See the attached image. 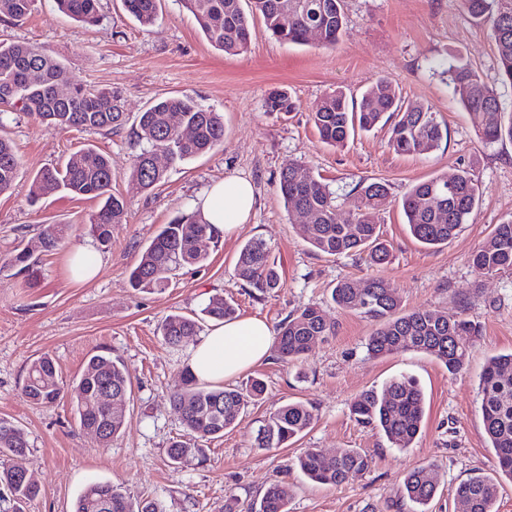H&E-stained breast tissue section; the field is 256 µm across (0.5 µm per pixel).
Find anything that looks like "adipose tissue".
<instances>
[{"mask_svg":"<svg viewBox=\"0 0 512 512\" xmlns=\"http://www.w3.org/2000/svg\"><path fill=\"white\" fill-rule=\"evenodd\" d=\"M255 205L252 183L237 176L213 184L197 211L202 221L224 234L247 222ZM273 329L259 318H237L217 323L191 348L186 364L202 382L219 384L236 377L270 356Z\"/></svg>","mask_w":512,"mask_h":512,"instance_id":"adipose-tissue-1","label":"adipose tissue"}]
</instances>
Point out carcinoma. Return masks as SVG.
Segmentation results:
<instances>
[{"mask_svg": "<svg viewBox=\"0 0 512 512\" xmlns=\"http://www.w3.org/2000/svg\"><path fill=\"white\" fill-rule=\"evenodd\" d=\"M194 17L206 39L227 55L248 48L250 20L260 17L276 38L305 45L309 34L334 46L345 30L342 0H179ZM35 0H0V16L12 21L25 19ZM69 18L94 25L99 19V0H55ZM467 13L490 24L495 42L499 74L512 83V0H462ZM125 10L141 25L158 18L161 0H123ZM292 20L283 22L284 15ZM448 77V87L470 114L477 135L485 143L512 140V112L500 111L498 97L480 75L467 64H439ZM67 81L64 63L45 46L23 42H0V105L24 112L42 123L60 129L87 133L122 130L128 122L122 96L110 88L83 84L70 86L65 97L58 86ZM269 112H293L296 102L285 92L271 94L265 103ZM312 120L323 143L342 147L355 131L369 132L379 124L389 125L388 145L401 154H429L436 150L445 131L431 108L406 104L388 76L374 78L361 98L348 99L336 89L316 102ZM132 134L141 145L129 171L131 180L151 189L165 180L166 170L154 164L158 152L171 162H183L210 153L224 144V117L201 106L188 95L162 98L138 113ZM20 158L9 139L0 136V192L11 188ZM114 174L106 155L92 147L73 153L64 164L39 170L32 180L31 195L38 199L64 190L88 196L100 203L90 224L97 249L111 245L112 235L124 224L127 202L112 193ZM279 191L287 213L307 222L305 241L328 256H352L367 266H379L389 251L378 230V212L389 197L382 182L356 185L357 204L346 218L340 217L337 196L330 185L317 178L304 164L288 166L280 173ZM480 190L467 171L437 175L413 185L401 200L406 225L412 237L425 247L448 243L468 222L479 201ZM69 230L67 224H48L40 233L42 251L59 248ZM220 234L198 214L180 213L160 226L142 247L129 274L131 287L141 292L162 291L173 271L204 263L207 254L199 248L203 239L219 240ZM271 247L261 237L248 239L240 248L235 275L262 294L275 292L281 276L270 260ZM470 264L479 274L512 270V223L499 224L471 255ZM332 301L342 310L353 311L375 323L365 348L371 358L406 351L421 352L441 362L448 372H461L469 356L470 339L479 336V324L462 312L452 314L403 309L401 300L381 278L370 276L363 286L342 278L331 289ZM201 314L213 321L237 318L236 308L221 296H212ZM198 320L173 314L161 324V336L171 347L197 333ZM274 349L284 363L301 358L309 348L335 334V324L326 321L315 304L300 308L282 319L274 329ZM481 414L489 447L494 449L497 468L512 481V352L486 360L480 375ZM74 412L79 425L104 447L124 425L123 412L101 399L105 390L125 396L129 381L124 362L105 351L92 356L77 382ZM25 397L36 405L52 404L62 397L56 365L44 355L31 362L22 386ZM263 380L255 377L243 385L214 386L196 381L185 371L181 385L171 393V402L191 438L174 441L167 454L174 462L187 457L204 458L198 441L224 435L249 403L262 398ZM425 397L412 376L399 375L382 389L370 388L351 402L350 415L365 427L379 429L392 448L404 450L419 434ZM315 408L303 402H287L259 420L255 447L284 448L314 422ZM29 444L24 432L0 418V499L11 503V512H21V503L36 498L40 488L22 480ZM372 457L347 448L324 457L317 448L297 457V466L310 480L322 485H340L366 473ZM439 486L438 471L423 466L409 471L403 481V497L426 512ZM498 482L480 473L462 481L455 490L462 512H496ZM72 512H162L153 499L134 501L120 488L102 482L90 484L77 498ZM254 512H288V496L279 485L269 487Z\"/></svg>", "mask_w": 512, "mask_h": 512, "instance_id": "cac0c4a2", "label": "carcinoma"}]
</instances>
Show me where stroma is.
Returning <instances> with one entry per match:
<instances>
[{
	"label": "stroma",
	"instance_id": "35a3bbf8",
	"mask_svg": "<svg viewBox=\"0 0 512 512\" xmlns=\"http://www.w3.org/2000/svg\"><path fill=\"white\" fill-rule=\"evenodd\" d=\"M343 10L347 30L336 46L281 42L256 19L247 52L234 56L207 41L179 0H163L158 20L149 27L127 15L122 0H100V20L91 27L64 16L54 0H37L22 22L0 20V40L50 47L66 64L70 82L118 90L129 116L175 94L191 95L224 115L222 147L167 165L164 183L145 191L127 176L140 150L131 127L86 134L47 126L21 112H0V135L12 141L21 159L12 188L0 193V417L21 427L29 443L26 468L40 493L24 512H72L94 481L112 482L136 500L154 499L164 512H224L231 496L240 512H249L274 484L286 488L289 512H413L401 497L402 480L409 469L429 464L437 467L440 480L429 512H459L456 486L476 472L495 476L478 386L487 358L512 351V271L481 275L469 259L496 225L512 221V140L481 143L436 67L444 59L470 65L508 112L512 84L499 76L489 25L475 22L461 0H343ZM380 75L394 80L405 102L431 107L446 127L448 136L435 151L395 153L384 127L357 133L344 148L321 142L311 120L314 103L339 86L360 97ZM276 90L296 100L294 112L266 110V99ZM88 144L109 156L112 190L127 200L128 210L110 248L97 254L96 276L78 282L70 258L74 246L88 237L97 201L61 192L35 201L30 187L40 169ZM294 163L329 183L344 215L354 208L360 181L387 184L390 197L379 228L391 252L388 264L371 269L307 247L303 225L288 216L278 191L281 170ZM460 169L481 185L478 207L448 244L425 248L410 235L399 200L412 185ZM231 174L248 178L255 188L249 221L209 247L206 266L180 269L165 290L134 292L128 271L141 247L159 226L192 212L212 184ZM48 224L70 227L51 255L38 248ZM258 236L270 244L282 273L283 286L272 294L249 288L234 274L241 245ZM25 247L37 261L32 286L13 263ZM372 274L389 284L406 310L463 309L479 321L481 334L464 371L449 374L434 358L414 351L367 357L364 342L374 323L336 308L327 290L341 278L360 281ZM215 294L233 304L239 317H259L273 326L316 303L336 330L302 361L285 364L272 355L253 367L252 375L266 383L262 399L223 437L205 441V460L176 463L167 449L187 434L169 397L188 350L168 347L159 325L169 314L199 311ZM105 348L124 361L131 391L123 430L103 448L77 423L71 382ZM44 354L54 359L66 390L61 401L36 406L21 387L29 363ZM400 374L415 377L425 395L421 431L404 450L389 447L380 433L349 413L362 390ZM289 401L313 404L315 423L289 447L255 448L258 420ZM309 448L328 457L358 448L373 463L354 481L321 485L293 466Z\"/></svg>",
	"mask_w": 512,
	"mask_h": 512
}]
</instances>
